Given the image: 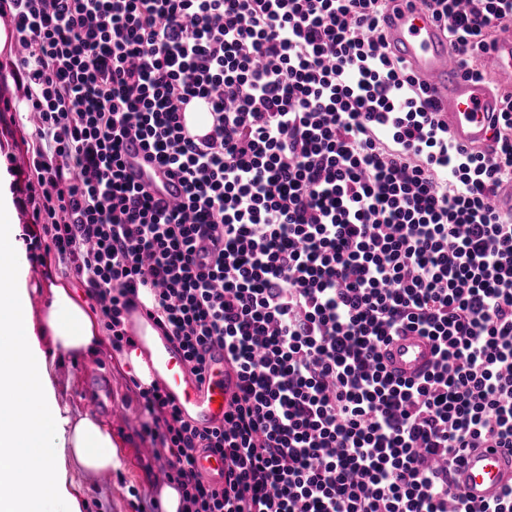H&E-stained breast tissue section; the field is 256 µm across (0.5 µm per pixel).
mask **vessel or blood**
Listing matches in <instances>:
<instances>
[{"instance_id": "obj_1", "label": "vessel or blood", "mask_w": 512, "mask_h": 512, "mask_svg": "<svg viewBox=\"0 0 512 512\" xmlns=\"http://www.w3.org/2000/svg\"><path fill=\"white\" fill-rule=\"evenodd\" d=\"M385 28L392 51L430 88L450 139L463 146L485 149L489 143L488 125L501 109V93L512 90V25L499 31L493 49L486 56L495 75L491 85L462 77L459 62L450 54L442 28L430 17L423 0H410L409 6L391 15ZM180 116L185 137L200 139L210 134L213 117L208 99L188 100L183 104ZM126 160L140 176L156 182L164 201L181 198V185L147 161L139 142L128 143ZM127 321L136 347L145 354L152 380L197 426H221L223 405L228 402L234 386L224 363L223 350L213 349L208 360L210 382L201 387L189 375L182 350L165 336L157 334L145 309L130 311ZM432 359L431 342L414 334L393 339L387 348L390 367L404 378L423 372ZM85 371L92 389V395L85 403L86 409L107 413L112 423H125L126 410L112 401L110 376L96 364L86 365ZM195 458L197 468L212 485L222 487L223 455L201 450ZM456 485L466 498L477 502L497 498L505 487L512 485V455L500 448L471 450L459 468Z\"/></svg>"}]
</instances>
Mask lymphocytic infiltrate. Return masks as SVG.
I'll return each instance as SVG.
<instances>
[{
    "instance_id": "1",
    "label": "lymphocytic infiltrate",
    "mask_w": 512,
    "mask_h": 512,
    "mask_svg": "<svg viewBox=\"0 0 512 512\" xmlns=\"http://www.w3.org/2000/svg\"><path fill=\"white\" fill-rule=\"evenodd\" d=\"M396 0H0L35 139L29 248L50 240L112 347L150 315L207 381L237 382L198 429L159 386L144 432L182 512H512L474 505L453 472L512 451V92L494 155L456 146L424 81L388 48ZM468 79L512 0H424ZM207 96V141L184 137ZM142 144L184 188L158 200L127 171ZM434 359L394 373V337ZM224 456V486L195 466ZM197 114H201L199 119ZM182 132L186 138L200 139L210 134L212 129V109L206 98H192L181 109ZM387 360L401 377H414L423 372L433 360L432 343L414 334L398 336L387 348Z\"/></svg>"
}]
</instances>
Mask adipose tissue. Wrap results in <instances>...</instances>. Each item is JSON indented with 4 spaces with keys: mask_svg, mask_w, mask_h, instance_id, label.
I'll return each mask as SVG.
<instances>
[{
    "mask_svg": "<svg viewBox=\"0 0 512 512\" xmlns=\"http://www.w3.org/2000/svg\"><path fill=\"white\" fill-rule=\"evenodd\" d=\"M11 178L0 170V512H81L77 478L121 469L111 428L60 391L58 354L84 358L102 339L68 288L34 309Z\"/></svg>",
    "mask_w": 512,
    "mask_h": 512,
    "instance_id": "obj_1",
    "label": "adipose tissue"
}]
</instances>
